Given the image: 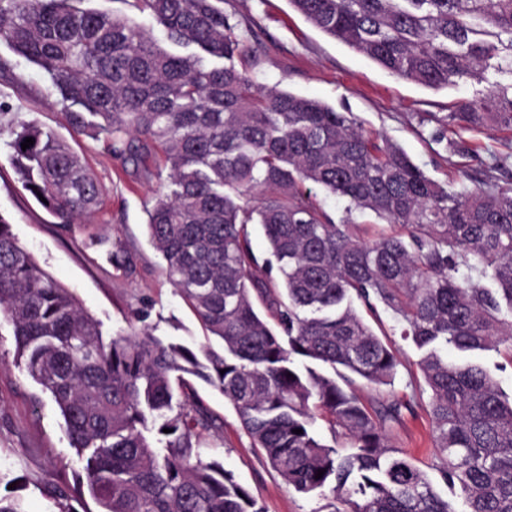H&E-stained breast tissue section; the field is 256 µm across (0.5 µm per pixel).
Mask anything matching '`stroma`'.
<instances>
[{
	"instance_id": "35a3bbf8",
	"label": "stroma",
	"mask_w": 512,
	"mask_h": 512,
	"mask_svg": "<svg viewBox=\"0 0 512 512\" xmlns=\"http://www.w3.org/2000/svg\"><path fill=\"white\" fill-rule=\"evenodd\" d=\"M223 7L249 46L239 67L255 82L352 113L365 130L401 146L436 180H455L463 168L480 180L501 183L512 177V164L491 167L493 155L512 152V144L498 132L447 125L455 102L474 95L471 84L433 91L392 77L321 33L288 0H224ZM62 109L48 75L37 66L22 61L12 75L0 78V217L42 266L75 291L82 307L101 321L105 336L133 325L168 342H205L206 330L164 274L161 256L148 239L145 208L159 185L155 168L113 156L105 139L73 133L62 120ZM27 122L54 129L97 177L99 204L78 223L56 224L24 189L8 144L15 127ZM442 128L447 137L436 140L434 134ZM453 141L478 146L479 158L452 153ZM115 242L124 246L130 268L113 265L109 250ZM378 316L401 366L393 386L377 391L366 387L362 393L376 407L393 399L402 403V422L388 431L392 444L428 473L453 512H461V499L437 471L428 390L417 368L420 353L403 339L391 311L379 309ZM194 390L217 423L201 437L204 455L223 461L267 512H322L323 499L289 489L252 448L220 391L199 380ZM62 424L52 399L15 364L12 330L1 325L0 497L21 499L25 512H58L57 490L76 486L84 476Z\"/></svg>"
}]
</instances>
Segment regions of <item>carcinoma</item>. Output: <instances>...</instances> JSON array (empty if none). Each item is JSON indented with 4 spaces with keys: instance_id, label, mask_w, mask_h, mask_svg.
<instances>
[{
    "instance_id": "1",
    "label": "carcinoma",
    "mask_w": 512,
    "mask_h": 512,
    "mask_svg": "<svg viewBox=\"0 0 512 512\" xmlns=\"http://www.w3.org/2000/svg\"><path fill=\"white\" fill-rule=\"evenodd\" d=\"M83 2L0 0V41L46 72L70 130L167 172L146 208L148 236L220 350L135 329L104 340L0 216V323L83 463L74 495L99 512H265L203 455L199 431L215 420L192 376L224 394L285 484L337 494L327 512H452L390 443L402 405L372 410L358 393L356 380L387 386L399 366L359 302L400 315L421 352L438 472L463 512H512V395L479 363L442 356L504 343L512 356V182L440 183L352 113L256 84L237 67L247 48L223 0H135L147 25ZM289 4L393 76L435 91L483 85L448 123L512 140V0ZM9 147L23 186L57 223L97 206L100 183L54 131L22 123ZM308 183L347 202L340 222ZM357 212L401 231L366 238ZM250 225L280 279L260 274Z\"/></svg>"
}]
</instances>
